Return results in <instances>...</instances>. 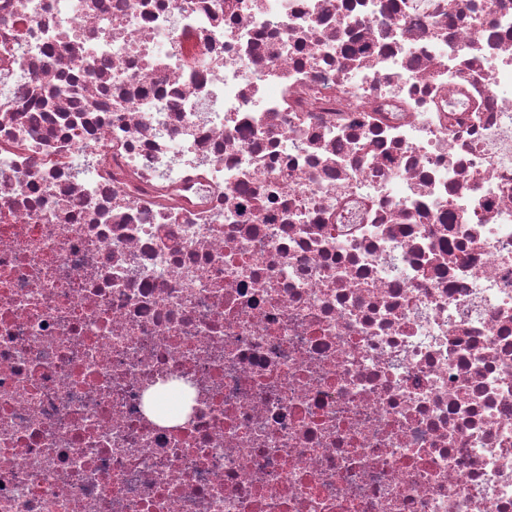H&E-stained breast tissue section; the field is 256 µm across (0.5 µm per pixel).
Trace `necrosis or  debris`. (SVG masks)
<instances>
[{"mask_svg":"<svg viewBox=\"0 0 512 512\" xmlns=\"http://www.w3.org/2000/svg\"><path fill=\"white\" fill-rule=\"evenodd\" d=\"M0 512H512V0H0Z\"/></svg>","mask_w":512,"mask_h":512,"instance_id":"necrosis-or-debris-1","label":"necrosis or debris"}]
</instances>
